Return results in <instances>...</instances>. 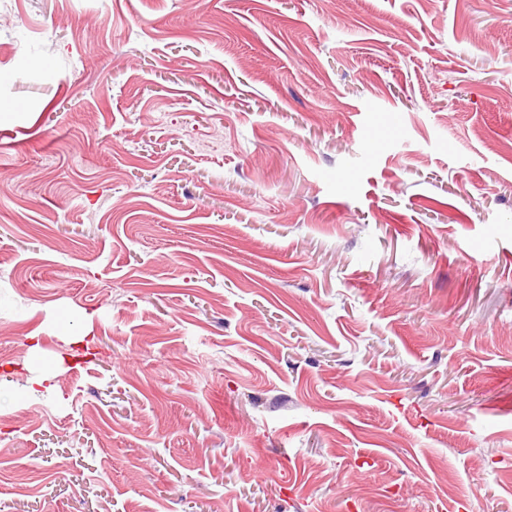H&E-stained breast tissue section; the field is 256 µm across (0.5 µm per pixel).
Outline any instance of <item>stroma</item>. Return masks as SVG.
<instances>
[{
  "label": "stroma",
  "mask_w": 512,
  "mask_h": 512,
  "mask_svg": "<svg viewBox=\"0 0 512 512\" xmlns=\"http://www.w3.org/2000/svg\"><path fill=\"white\" fill-rule=\"evenodd\" d=\"M0 512H512V0H0Z\"/></svg>",
  "instance_id": "stroma-1"
}]
</instances>
